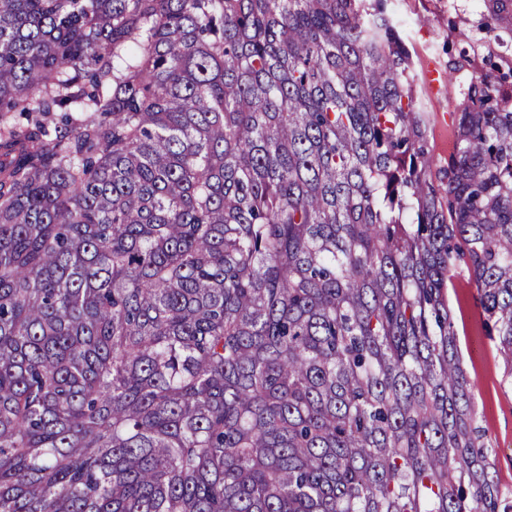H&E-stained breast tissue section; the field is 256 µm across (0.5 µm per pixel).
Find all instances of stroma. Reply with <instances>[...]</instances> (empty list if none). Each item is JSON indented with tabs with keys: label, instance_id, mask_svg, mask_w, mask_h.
I'll return each mask as SVG.
<instances>
[{
	"label": "stroma",
	"instance_id": "35a3bbf8",
	"mask_svg": "<svg viewBox=\"0 0 512 512\" xmlns=\"http://www.w3.org/2000/svg\"><path fill=\"white\" fill-rule=\"evenodd\" d=\"M395 16L407 17L401 30L416 54L418 70L447 69L455 53L461 23L448 0H389ZM463 366L474 381L477 424L490 448V461L505 495L512 496V385L505 365L488 334L480 294L466 265L456 269L448 288Z\"/></svg>",
	"mask_w": 512,
	"mask_h": 512
}]
</instances>
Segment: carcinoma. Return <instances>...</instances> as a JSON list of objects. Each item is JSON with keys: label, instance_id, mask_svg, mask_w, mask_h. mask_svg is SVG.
<instances>
[{"label": "carcinoma", "instance_id": "cac0c4a2", "mask_svg": "<svg viewBox=\"0 0 512 512\" xmlns=\"http://www.w3.org/2000/svg\"><path fill=\"white\" fill-rule=\"evenodd\" d=\"M387 0H0V512H512V0L456 149ZM463 366L476 382L474 406L477 426L485 434L490 461L505 495L512 496V387L505 365L488 336L480 294L464 263H460L448 288Z\"/></svg>", "mask_w": 512, "mask_h": 512}]
</instances>
